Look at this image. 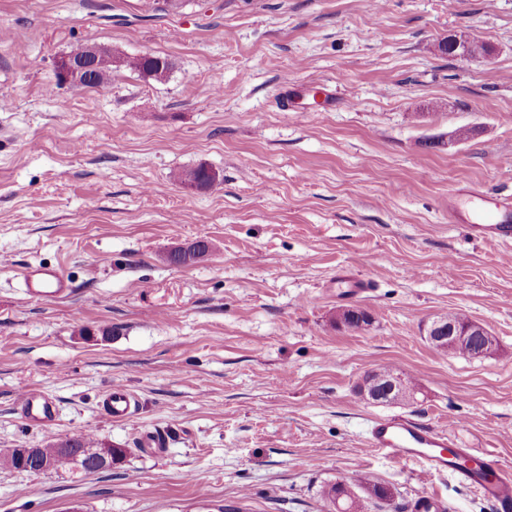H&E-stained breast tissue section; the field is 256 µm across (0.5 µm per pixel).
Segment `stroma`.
Returning <instances> with one entry per match:
<instances>
[{
	"label": "stroma",
	"mask_w": 512,
	"mask_h": 512,
	"mask_svg": "<svg viewBox=\"0 0 512 512\" xmlns=\"http://www.w3.org/2000/svg\"><path fill=\"white\" fill-rule=\"evenodd\" d=\"M453 34L492 55L442 53ZM87 43L118 66L75 91L57 62ZM142 55L168 79L122 67ZM322 83L336 109L282 111L281 85ZM202 164L223 183L180 182ZM471 190L512 194V0H0V453L79 433L127 451L93 474L0 469V512H336V482L390 489L363 512H413L426 489L495 512L366 442L402 415L512 467V240L449 222ZM199 240L203 260L167 261ZM30 265L74 294L30 300ZM342 269L371 293L337 299ZM344 309L369 325H337ZM456 311L493 355L429 342ZM384 365L415 400L360 396ZM116 385L133 418L103 414ZM28 390L54 426L24 418ZM124 63L131 71L159 82L165 81L172 69V64L166 58L152 55L128 58ZM21 410L29 421L44 427L54 424L57 407L53 400L34 392H24L20 397Z\"/></svg>",
	"instance_id": "1"
}]
</instances>
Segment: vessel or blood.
I'll return each instance as SVG.
<instances>
[{"instance_id": "obj_1", "label": "vessel or blood", "mask_w": 512, "mask_h": 512, "mask_svg": "<svg viewBox=\"0 0 512 512\" xmlns=\"http://www.w3.org/2000/svg\"><path fill=\"white\" fill-rule=\"evenodd\" d=\"M470 236L487 240L512 239V198L476 194L470 213ZM30 299L64 298L73 288L56 268L30 266L21 274ZM21 410L29 421L44 427L53 425L57 407L53 400L34 392L20 398ZM103 411L110 418H130L133 414L129 392L112 387ZM371 447L398 462L420 463L430 473H450L461 483L474 488L495 504L497 512H512V470L492 452L457 447L450 433L425 426L403 416H384L373 420L368 431Z\"/></svg>"}]
</instances>
